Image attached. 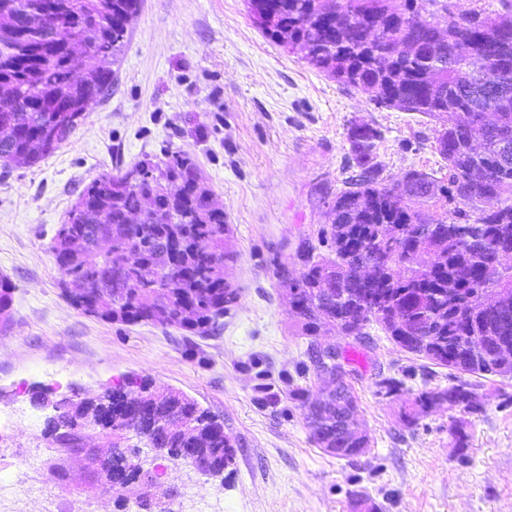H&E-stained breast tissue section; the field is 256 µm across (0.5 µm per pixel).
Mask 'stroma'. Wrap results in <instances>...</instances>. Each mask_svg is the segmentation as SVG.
I'll list each match as a JSON object with an SVG mask.
<instances>
[{
  "instance_id": "1",
  "label": "stroma",
  "mask_w": 512,
  "mask_h": 512,
  "mask_svg": "<svg viewBox=\"0 0 512 512\" xmlns=\"http://www.w3.org/2000/svg\"><path fill=\"white\" fill-rule=\"evenodd\" d=\"M109 92L69 141L40 162L0 164V276L14 286L0 329V487L48 512L57 486L18 458L41 448L44 411L31 385L99 392L128 375L194 398L236 440L223 481L169 465L184 512H352L357 494L382 512H512V378H473L483 410L416 411L424 390L455 384L448 369L400 350L375 326L359 342L335 337L358 395L369 445L351 458L319 448L293 390L322 395L316 339L290 314L275 268L298 269L299 236L328 224V205L356 164L348 132L382 134L374 160L385 182L418 170L448 177L436 150L443 125L375 106L265 36L247 0H140ZM190 153L234 234L228 275L237 305L213 336L159 325L107 323L62 294L49 250L83 187L143 157ZM400 380L389 395L382 380ZM468 436L457 448L452 429Z\"/></svg>"
}]
</instances>
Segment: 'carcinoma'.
Returning <instances> with one entry per match:
<instances>
[{
    "mask_svg": "<svg viewBox=\"0 0 512 512\" xmlns=\"http://www.w3.org/2000/svg\"><path fill=\"white\" fill-rule=\"evenodd\" d=\"M502 11L455 15L440 0H269L276 22L261 30L336 82L369 95L381 90L386 107L439 118L446 134L437 151L448 182L411 170L404 184H385L373 162L381 133L349 132L359 172L344 181L331 223L297 247L299 276L276 270L290 310L307 336L337 333L356 340L374 323L402 350L452 371L506 378L512 372V0ZM440 14L420 19L426 6ZM138 0H0V158L36 163L52 153L43 133L64 144L79 122H63L60 103L83 106L112 83L100 60L118 57L125 43L123 14ZM80 67L90 74L73 80ZM150 179L131 170L104 175L79 193L50 242L62 293L81 313L108 323L175 327L211 335L236 304L238 289L224 261H236L224 209L188 153L154 162ZM442 200L435 218L413 193ZM109 250L95 249L99 237ZM372 268L385 281L386 315L360 299L353 267ZM12 282L0 277V319L12 305ZM336 345L318 344L312 362L320 378L336 377ZM341 371L338 385L307 403L313 441L352 457L368 438L354 428L358 397ZM481 411L473 385L425 391L415 405L441 402ZM33 407L51 406L45 451L60 456L80 446L94 427L112 449L107 466L91 467L75 489L90 497L110 480L139 486L136 512H173L172 499L143 474L192 449L206 476L220 478L235 464L236 442L219 421L181 391L157 389L144 377L89 396L50 388L30 393ZM94 409L96 423L85 421ZM151 449L131 455L130 435Z\"/></svg>",
    "mask_w": 512,
    "mask_h": 512,
    "instance_id": "1",
    "label": "carcinoma"
}]
</instances>
